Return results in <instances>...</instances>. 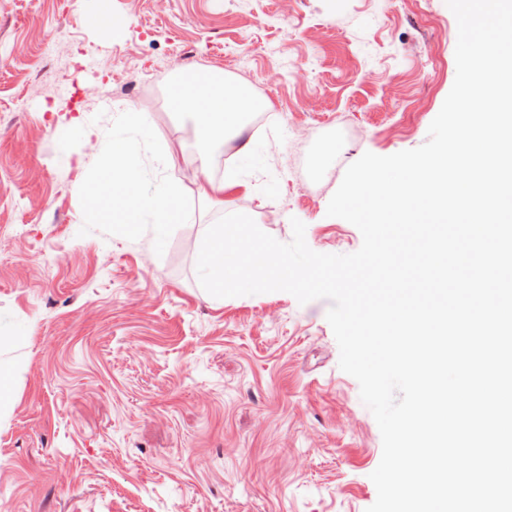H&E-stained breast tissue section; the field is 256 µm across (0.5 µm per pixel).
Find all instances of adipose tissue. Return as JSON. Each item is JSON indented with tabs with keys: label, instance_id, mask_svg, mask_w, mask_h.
Segmentation results:
<instances>
[{
	"label": "adipose tissue",
	"instance_id": "1",
	"mask_svg": "<svg viewBox=\"0 0 512 512\" xmlns=\"http://www.w3.org/2000/svg\"><path fill=\"white\" fill-rule=\"evenodd\" d=\"M169 99L178 111L188 114L194 123L197 141L196 165L192 176H172L164 182H151L145 172L141 143L145 123L141 113L119 115L120 130H105L82 125L72 118L73 126L95 138L98 146L96 166L81 175L77 191L98 189L100 197L91 219H101L111 209H118L123 223L136 225L138 218H150L157 233H165L171 224L183 220L181 210L187 184L198 187L200 198L210 206H223L224 191L236 186L235 178L214 179L209 176L215 148L230 141H240L241 152H248L249 142L241 135L247 118L257 104L249 90L228 83L222 72L206 67H187L176 72L170 81Z\"/></svg>",
	"mask_w": 512,
	"mask_h": 512
}]
</instances>
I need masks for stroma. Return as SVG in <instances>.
Listing matches in <instances>:
<instances>
[{"instance_id": "obj_1", "label": "stroma", "mask_w": 512, "mask_h": 512, "mask_svg": "<svg viewBox=\"0 0 512 512\" xmlns=\"http://www.w3.org/2000/svg\"><path fill=\"white\" fill-rule=\"evenodd\" d=\"M0 0V512H367L382 437L339 367L330 303L289 293L209 298L206 225L244 213L278 241L351 254L360 231L327 214L364 153L423 145L456 76L445 0ZM223 70L266 103L243 156L228 143L189 219L158 236L90 221L78 167L110 128L144 113L194 161L168 79Z\"/></svg>"}]
</instances>
